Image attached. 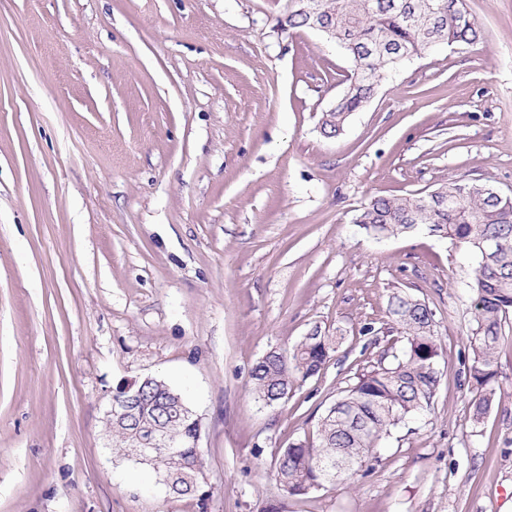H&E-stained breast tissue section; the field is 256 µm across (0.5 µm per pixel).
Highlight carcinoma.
<instances>
[{"mask_svg": "<svg viewBox=\"0 0 512 512\" xmlns=\"http://www.w3.org/2000/svg\"><path fill=\"white\" fill-rule=\"evenodd\" d=\"M315 25L336 32V42L355 66L335 108L322 112L320 129L326 137L344 131L351 116L374 96L384 72L437 45H473L482 37L464 0H289L283 29ZM356 224L378 240L425 228L477 258L470 284L475 305L466 377L478 392L471 416V425L478 427L495 399L502 325L512 312V199L493 194L486 182L455 179L424 195L374 197ZM489 238L498 242V249L487 256L482 244ZM387 314L405 347L384 352L356 374L320 418L317 443L300 440L282 451L274 476L287 495L306 496L352 480L378 459L377 450L393 429L430 408L440 380L435 312L413 294L396 290L388 297ZM342 339L341 329L315 325L292 351L265 354L251 372L255 398L277 407L298 381L320 374ZM141 393L140 412L107 415L112 447L170 483V493L205 501L201 449L147 448L141 455L135 448L137 436L151 426L173 442L193 433L194 417L183 412L185 398L158 378Z\"/></svg>", "mask_w": 512, "mask_h": 512, "instance_id": "1", "label": "carcinoma"}]
</instances>
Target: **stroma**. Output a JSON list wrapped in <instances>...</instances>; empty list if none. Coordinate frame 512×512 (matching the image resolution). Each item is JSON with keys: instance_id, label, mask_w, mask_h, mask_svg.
<instances>
[{"instance_id": "35a3bbf8", "label": "stroma", "mask_w": 512, "mask_h": 512, "mask_svg": "<svg viewBox=\"0 0 512 512\" xmlns=\"http://www.w3.org/2000/svg\"><path fill=\"white\" fill-rule=\"evenodd\" d=\"M387 74L346 131L322 112L353 63L288 0H0V512H512V316L480 427L465 375L476 262L419 230L377 240L375 196L451 179L512 196V0ZM402 288L435 312L440 381L348 483L274 479L289 443L394 344ZM315 325L345 340L277 408L251 370ZM202 422L205 501L112 449L126 379Z\"/></svg>"}]
</instances>
